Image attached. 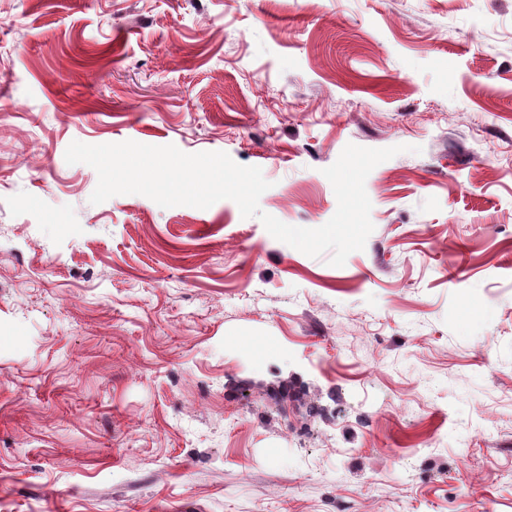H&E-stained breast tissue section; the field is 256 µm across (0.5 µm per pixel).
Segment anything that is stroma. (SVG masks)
I'll return each mask as SVG.
<instances>
[{
    "instance_id": "obj_1",
    "label": "stroma",
    "mask_w": 512,
    "mask_h": 512,
    "mask_svg": "<svg viewBox=\"0 0 512 512\" xmlns=\"http://www.w3.org/2000/svg\"><path fill=\"white\" fill-rule=\"evenodd\" d=\"M224 152L94 205L79 141ZM0 512H512V0H0Z\"/></svg>"
}]
</instances>
